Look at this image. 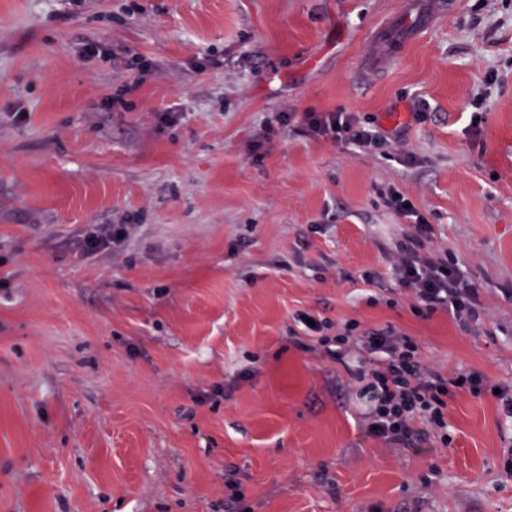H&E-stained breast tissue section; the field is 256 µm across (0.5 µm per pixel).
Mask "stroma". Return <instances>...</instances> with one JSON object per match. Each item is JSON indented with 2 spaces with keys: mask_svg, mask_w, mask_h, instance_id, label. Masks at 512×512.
I'll list each match as a JSON object with an SVG mask.
<instances>
[{
  "mask_svg": "<svg viewBox=\"0 0 512 512\" xmlns=\"http://www.w3.org/2000/svg\"><path fill=\"white\" fill-rule=\"evenodd\" d=\"M404 2L0 0V512H512V0L414 40ZM383 22L408 43L378 68ZM333 111L401 138L278 120ZM419 215L469 329L394 276ZM302 312L489 388L450 400V447L389 443ZM299 129L306 136L345 141L372 154H386L389 146L384 133L349 112H305ZM80 241L79 246L87 252L114 249L124 243L136 224H105Z\"/></svg>",
  "mask_w": 512,
  "mask_h": 512,
  "instance_id": "1",
  "label": "stroma"
}]
</instances>
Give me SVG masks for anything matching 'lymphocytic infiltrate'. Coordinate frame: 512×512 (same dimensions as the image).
<instances>
[{
    "label": "lymphocytic infiltrate",
    "instance_id": "obj_1",
    "mask_svg": "<svg viewBox=\"0 0 512 512\" xmlns=\"http://www.w3.org/2000/svg\"><path fill=\"white\" fill-rule=\"evenodd\" d=\"M280 120L286 126L299 122L307 136L345 141L372 154L385 153L389 145L384 133L348 112H309L300 120L286 112ZM415 226V239L399 246L395 263L397 280L410 290L415 312L428 316L442 310L464 325L478 320V287L465 278L457 258L426 249L432 228L425 219H417ZM360 345L366 355L358 359L355 374L376 401L371 413L375 436L416 448L433 432L443 447H450L448 400L460 392L480 394L483 376L444 377L424 364L411 337L391 330L367 332Z\"/></svg>",
    "mask_w": 512,
    "mask_h": 512
}]
</instances>
